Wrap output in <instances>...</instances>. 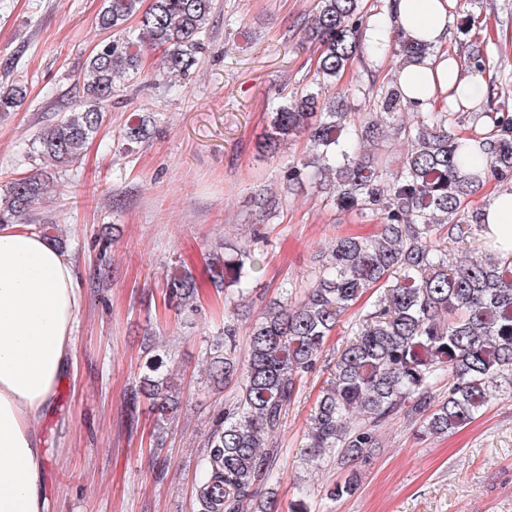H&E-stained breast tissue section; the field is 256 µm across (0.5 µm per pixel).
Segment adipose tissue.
I'll list each match as a JSON object with an SVG mask.
<instances>
[{"label": "adipose tissue", "mask_w": 512, "mask_h": 512, "mask_svg": "<svg viewBox=\"0 0 512 512\" xmlns=\"http://www.w3.org/2000/svg\"><path fill=\"white\" fill-rule=\"evenodd\" d=\"M393 14L413 37L446 45L450 0H394ZM448 56L397 75L408 94L437 92L441 107L485 100L484 76L452 75ZM488 237L512 255V195L494 194L485 210ZM82 309L72 257L25 224L0 226V512H46L43 475L52 460L38 424L74 364Z\"/></svg>", "instance_id": "ef3b65f1"}]
</instances>
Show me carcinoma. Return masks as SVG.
<instances>
[{
	"mask_svg": "<svg viewBox=\"0 0 512 512\" xmlns=\"http://www.w3.org/2000/svg\"><path fill=\"white\" fill-rule=\"evenodd\" d=\"M214 0H104L102 30H117L135 19V33L101 41L82 75V104L41 128L29 148L39 166L0 193V224L37 221L40 232L53 228L37 205L53 187L51 168L75 163L101 129L117 82L143 76L147 48H161L166 77H185L198 62ZM371 15L364 0H318L310 36L320 44L314 81L317 88L282 100L272 112L263 151L277 153L300 134L307 136L311 159L288 166V182L308 169L342 210L375 217L372 237L336 239L307 293L286 294L252 328L244 362L235 356L236 327L224 323V356L213 365L224 380L237 377L241 392L224 409L208 439L204 458L208 478L200 490V512H246L272 473L273 447L283 411L296 383L323 353L339 317L380 282L394 278L388 293L362 311L355 338L337 356L334 381L320 398L309 428L313 452L335 453L342 464L371 457L379 427L396 417L421 421V434H446L471 422L491 401L512 395V258L487 262L476 257L455 263L436 245L443 232L464 244L486 228L485 213L468 209L485 184H512V113L481 112L455 102L457 111H433L432 102L407 97L398 82L379 85L374 111L352 115L336 102L338 82L356 60L396 55L419 63L440 54L389 24L380 39H366ZM461 73H485L489 62L471 54ZM26 86L0 90V117L18 107ZM410 112L414 121L402 119ZM149 135L147 122L130 123L121 142L132 152ZM392 138L405 145L391 171L367 155L364 142ZM481 144L476 166L470 141ZM249 250L216 256L208 276L220 287L248 288ZM170 286L180 300L198 294L192 274L175 275ZM448 381L446 395L435 387ZM152 387L156 426L163 430L178 410L171 387L146 379ZM358 472L330 492L336 498L356 492Z\"/></svg>",
	"mask_w": 512,
	"mask_h": 512,
	"instance_id": "carcinoma-1",
	"label": "carcinoma"
}]
</instances>
